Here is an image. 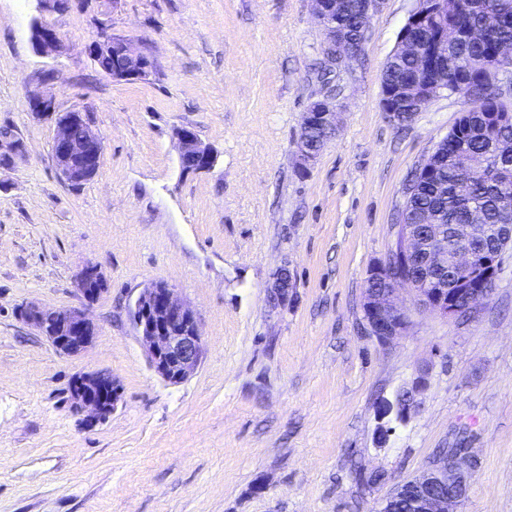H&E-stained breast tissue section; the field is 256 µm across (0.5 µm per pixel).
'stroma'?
<instances>
[{"label": "stroma", "mask_w": 512, "mask_h": 512, "mask_svg": "<svg viewBox=\"0 0 512 512\" xmlns=\"http://www.w3.org/2000/svg\"><path fill=\"white\" fill-rule=\"evenodd\" d=\"M414 6L381 0L358 56L334 65L339 130L302 173V116L325 92L312 0H120L112 34L155 63L134 83L89 58L92 10L54 16L51 59L30 39L34 0H0V512H379L445 448L478 462L455 512H512V255L475 317L406 299L392 344L363 327L406 181L468 105L439 95L403 129L383 112L382 72ZM33 93L104 136L82 186L57 175ZM181 127L213 149L212 168L183 170ZM88 265L106 280L92 301L75 285ZM284 265L294 290L274 307ZM155 282L191 307L205 345L177 384L133 323ZM28 303L87 311L93 344L59 353L22 319ZM92 370L121 398L91 427L69 388ZM420 373L419 408L379 443L381 401Z\"/></svg>", "instance_id": "obj_1"}]
</instances>
